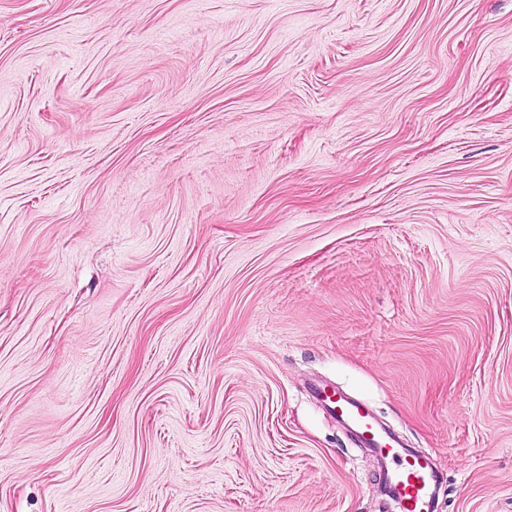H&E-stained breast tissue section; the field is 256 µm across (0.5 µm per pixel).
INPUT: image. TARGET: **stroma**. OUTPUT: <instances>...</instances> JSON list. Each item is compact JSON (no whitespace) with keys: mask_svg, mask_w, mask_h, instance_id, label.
Wrapping results in <instances>:
<instances>
[{"mask_svg":"<svg viewBox=\"0 0 512 512\" xmlns=\"http://www.w3.org/2000/svg\"><path fill=\"white\" fill-rule=\"evenodd\" d=\"M323 385L512 512V0H0V512H381Z\"/></svg>","mask_w":512,"mask_h":512,"instance_id":"35a3bbf8","label":"stroma"}]
</instances>
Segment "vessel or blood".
<instances>
[{
  "label": "vessel or blood",
  "mask_w": 512,
  "mask_h": 512,
  "mask_svg": "<svg viewBox=\"0 0 512 512\" xmlns=\"http://www.w3.org/2000/svg\"><path fill=\"white\" fill-rule=\"evenodd\" d=\"M328 400L337 419L352 426L367 447L394 461L391 481L403 512H431L434 473L429 459L420 454L401 453L399 440L382 432L367 409L340 390H333Z\"/></svg>",
  "instance_id": "obj_1"
}]
</instances>
